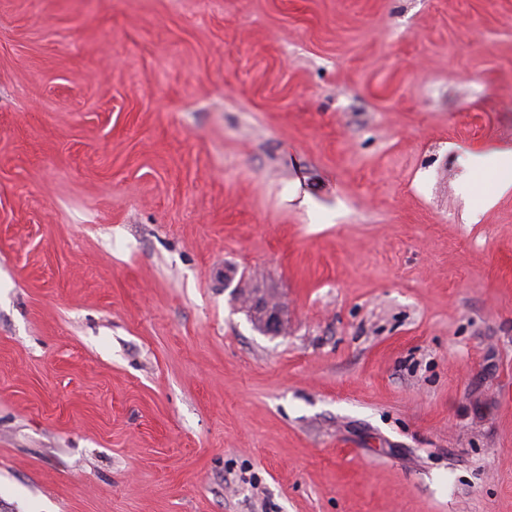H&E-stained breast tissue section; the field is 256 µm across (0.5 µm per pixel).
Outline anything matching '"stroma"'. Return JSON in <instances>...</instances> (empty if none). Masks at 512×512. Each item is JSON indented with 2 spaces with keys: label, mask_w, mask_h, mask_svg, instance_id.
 Returning a JSON list of instances; mask_svg holds the SVG:
<instances>
[{
  "label": "stroma",
  "mask_w": 512,
  "mask_h": 512,
  "mask_svg": "<svg viewBox=\"0 0 512 512\" xmlns=\"http://www.w3.org/2000/svg\"><path fill=\"white\" fill-rule=\"evenodd\" d=\"M476 147L512 0H0V512H512ZM249 308L257 315V325L262 332L267 335H279L283 330V310L279 302L264 293H256L251 301ZM251 321L256 325V322ZM256 325V326H257Z\"/></svg>",
  "instance_id": "1"
}]
</instances>
